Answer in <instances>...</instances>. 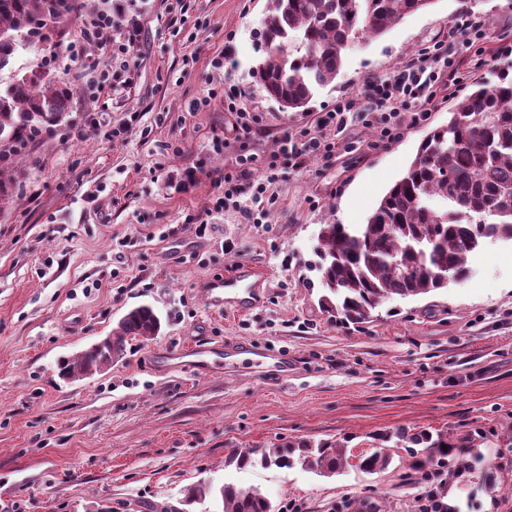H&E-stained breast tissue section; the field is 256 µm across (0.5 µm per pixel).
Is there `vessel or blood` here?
<instances>
[{"instance_id": "vessel-or-blood-1", "label": "vessel or blood", "mask_w": 512, "mask_h": 512, "mask_svg": "<svg viewBox=\"0 0 512 512\" xmlns=\"http://www.w3.org/2000/svg\"><path fill=\"white\" fill-rule=\"evenodd\" d=\"M204 288L209 309L218 314L224 312L244 314L258 307L263 301L262 277L258 269L248 262L239 263L227 274L208 278ZM152 360L154 365L163 372L179 369L186 362L191 363L197 370L208 369L214 362L228 367L247 363L258 369L270 365L280 374L286 373L289 367L287 356H275L245 342L212 345L207 341L198 340L189 348L178 351L155 350Z\"/></svg>"}]
</instances>
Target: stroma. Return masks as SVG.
Here are the masks:
<instances>
[{
	"instance_id": "1",
	"label": "stroma",
	"mask_w": 512,
	"mask_h": 512,
	"mask_svg": "<svg viewBox=\"0 0 512 512\" xmlns=\"http://www.w3.org/2000/svg\"><path fill=\"white\" fill-rule=\"evenodd\" d=\"M268 0H92L115 29L140 26L142 51L97 85L92 63L111 66L113 45L84 41V18L56 49H22L0 70H50L73 91L70 119L11 160L13 197L0 213V512H220L213 498L184 504L199 484L256 488L277 512H419L428 491L447 512H512V246L490 242L465 281L394 298L359 327L336 321L320 298L317 236L324 224H362L414 157L447 123L475 81L512 75L497 61L512 46V0H435L384 36L352 46L336 79L307 111L283 112L253 68ZM484 34L464 35L463 21ZM447 44L448 67L426 119H405L380 141L364 117L370 81L408 61L428 64ZM257 113L237 139L224 94ZM353 101L335 154L305 166L279 159V197L264 224L213 212L214 185L239 155L261 174L284 130ZM212 235L196 237L201 222ZM241 261L265 275L262 303L212 313L201 285ZM162 318L149 343L82 380L59 375L133 306ZM287 354L286 378L248 365L163 372L154 350L197 334ZM405 428L469 438L470 455L415 474L408 454L369 474L351 456L377 451V435ZM298 439L339 443L349 461L332 477L293 468L227 465L235 450L270 451Z\"/></svg>"
}]
</instances>
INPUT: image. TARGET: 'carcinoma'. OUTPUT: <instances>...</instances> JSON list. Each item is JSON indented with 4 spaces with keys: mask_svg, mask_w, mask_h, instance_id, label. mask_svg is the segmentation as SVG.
Segmentation results:
<instances>
[{
    "mask_svg": "<svg viewBox=\"0 0 512 512\" xmlns=\"http://www.w3.org/2000/svg\"><path fill=\"white\" fill-rule=\"evenodd\" d=\"M433 0H268L258 36L264 56L254 75L268 99L283 112L307 109L318 89L336 79L347 51L359 38L385 35ZM88 0H0V69L21 49L57 44L65 23L82 15ZM73 96L45 70H31L0 90V156L16 152L44 128L67 115ZM490 216L491 220L481 221ZM512 243V79L475 83L449 112L448 123L429 131L405 173L388 189L365 224H323L318 233L324 306L340 321L359 326L395 297L427 294L465 281L468 260L486 242ZM161 318L152 306L130 309L111 332L79 356L60 364V373L80 380L124 355L130 337L148 342ZM397 441L417 473L463 451L448 437L428 429H400ZM293 467L323 476L336 473L343 459L336 444L299 440L256 459L233 455L242 468ZM389 454L358 456L367 472L385 470ZM214 495L224 512H275L258 489L227 483L218 489L187 490L193 504Z\"/></svg>",
    "mask_w": 512,
    "mask_h": 512,
    "instance_id": "obj_1",
    "label": "carcinoma"
}]
</instances>
